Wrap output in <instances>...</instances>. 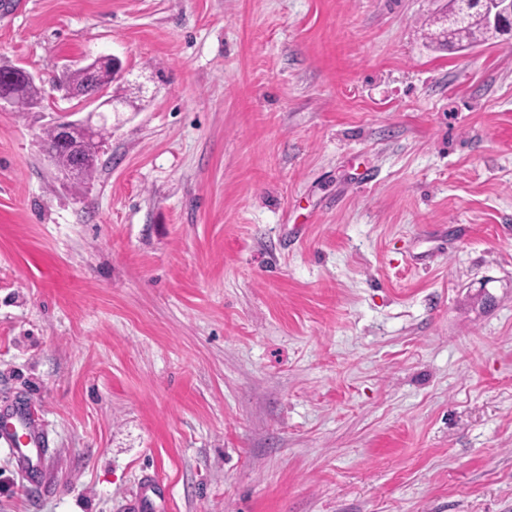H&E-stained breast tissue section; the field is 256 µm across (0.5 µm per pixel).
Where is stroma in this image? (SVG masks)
Returning <instances> with one entry per match:
<instances>
[{"mask_svg":"<svg viewBox=\"0 0 512 512\" xmlns=\"http://www.w3.org/2000/svg\"><path fill=\"white\" fill-rule=\"evenodd\" d=\"M448 0H0V512H512V35ZM138 90L96 171L40 138ZM481 9L488 25L479 12H469L460 21H451L448 16L446 28L444 15L438 17L434 22L436 29L433 33L435 38L443 45L451 47L463 41H485L496 37L504 32L497 24H505L512 18L511 0H456L455 12L466 13L469 9ZM115 75L116 71L112 68V63L105 62L100 64L91 78L83 68H80L68 73L63 83L71 95L85 96L91 94L97 87H108L112 81H115ZM17 417L19 416L13 418L0 416V436L11 439L12 453L24 465L26 462L32 463L34 457L38 458L44 440L39 428L31 422V413L20 417L22 419L20 429L15 423ZM29 423L30 426L27 427Z\"/></svg>","mask_w":512,"mask_h":512,"instance_id":"stroma-1","label":"stroma"}]
</instances>
